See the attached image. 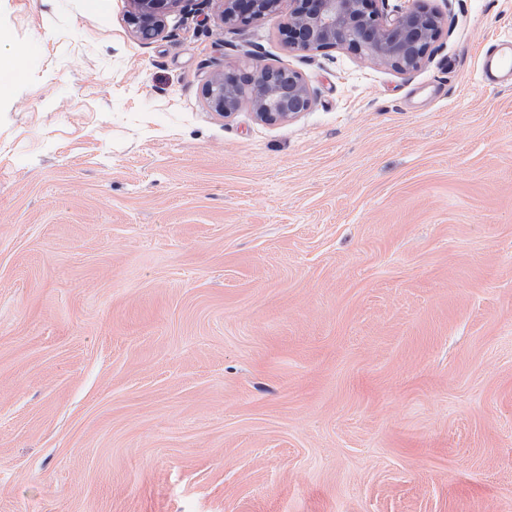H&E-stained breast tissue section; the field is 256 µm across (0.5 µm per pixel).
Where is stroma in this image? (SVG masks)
<instances>
[{"label":"stroma","mask_w":512,"mask_h":512,"mask_svg":"<svg viewBox=\"0 0 512 512\" xmlns=\"http://www.w3.org/2000/svg\"><path fill=\"white\" fill-rule=\"evenodd\" d=\"M401 73L194 0H0V512H512V0ZM298 71L275 125L227 67ZM193 0H131L133 5L132 23L139 38L151 41L164 29V17L182 2ZM481 79L494 84L503 79H512V35L495 40L480 57ZM19 75V64L16 60L0 59V98H8L11 95ZM245 80L246 76L224 69L205 86L204 95L209 106L216 112L224 113V117L231 116L243 98L237 85Z\"/></svg>","instance_id":"35a3bbf8"}]
</instances>
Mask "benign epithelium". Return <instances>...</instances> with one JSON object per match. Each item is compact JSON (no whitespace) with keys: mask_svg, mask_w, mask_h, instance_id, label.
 <instances>
[{"mask_svg":"<svg viewBox=\"0 0 512 512\" xmlns=\"http://www.w3.org/2000/svg\"><path fill=\"white\" fill-rule=\"evenodd\" d=\"M189 0H131L132 23L139 38L151 41L164 29V17ZM282 0H222L220 21L243 28L256 24L279 7ZM293 8L283 30L290 49L309 52L327 47L347 46L360 55L396 71L418 69L440 30V17L413 6L400 9L389 21L382 20L373 6L375 0H290ZM264 74L251 81L249 99L257 119L277 124L306 111L312 92L294 70L255 66ZM246 77L233 70L215 76L204 89L209 106L224 116L238 108L242 94L238 83Z\"/></svg>","mask_w":512,"mask_h":512,"instance_id":"obj_1","label":"benign epithelium"}]
</instances>
